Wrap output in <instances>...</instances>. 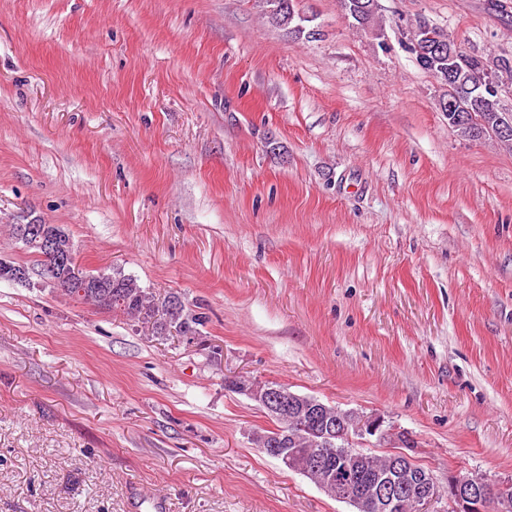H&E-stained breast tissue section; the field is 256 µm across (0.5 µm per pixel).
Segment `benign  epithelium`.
Masks as SVG:
<instances>
[{
    "label": "benign epithelium",
    "instance_id": "obj_1",
    "mask_svg": "<svg viewBox=\"0 0 512 512\" xmlns=\"http://www.w3.org/2000/svg\"><path fill=\"white\" fill-rule=\"evenodd\" d=\"M489 133L499 139H512V116L504 113L499 116ZM19 238L38 247L46 261L52 282L61 288H76L86 285L83 280L69 278V254L71 242L59 234L51 224H16ZM245 395L254 401L267 415L285 421L288 413L297 411L319 425L322 432L315 442L328 444L338 437L349 442V447L335 450L324 447L314 459L319 463H329L331 456L339 451L350 461L362 454L361 445L376 439L377 442L396 448L398 452L389 456V468L393 474L376 480L369 488L354 493L336 479L332 471H320L319 488L341 502H352L366 512H387L399 500L412 497L422 503L421 510L427 512L435 503L446 499L452 512H512V503L489 495L490 481L479 474L457 471L448 476V486L441 485L430 471H416L415 460L405 448L415 447V439L392 426H384V420L377 415H360L358 423H352L355 413L323 403L315 397H302L288 393L270 384L253 385L244 389ZM262 452L274 456L291 471H299L297 449L293 448V437L286 429H276L266 435Z\"/></svg>",
    "mask_w": 512,
    "mask_h": 512
}]
</instances>
